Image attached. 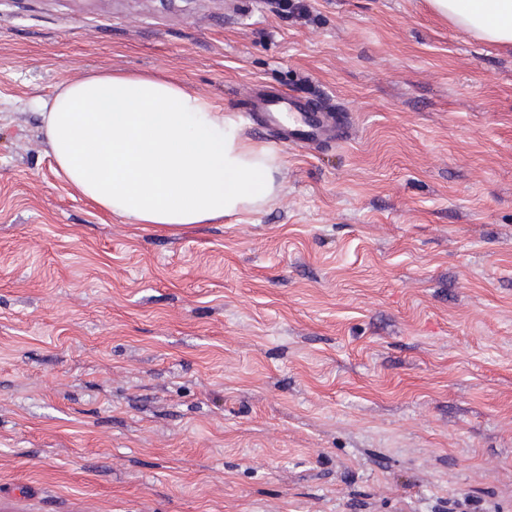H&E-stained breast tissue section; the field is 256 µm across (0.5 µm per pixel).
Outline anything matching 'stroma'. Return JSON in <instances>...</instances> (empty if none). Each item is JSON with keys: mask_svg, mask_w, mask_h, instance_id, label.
<instances>
[{"mask_svg": "<svg viewBox=\"0 0 512 512\" xmlns=\"http://www.w3.org/2000/svg\"><path fill=\"white\" fill-rule=\"evenodd\" d=\"M151 74L339 112L172 234L36 99ZM0 512H512V49L427 0H0Z\"/></svg>", "mask_w": 512, "mask_h": 512, "instance_id": "35a3bbf8", "label": "stroma"}]
</instances>
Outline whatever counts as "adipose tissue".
<instances>
[{
	"label": "adipose tissue",
	"instance_id": "adipose-tissue-1",
	"mask_svg": "<svg viewBox=\"0 0 512 512\" xmlns=\"http://www.w3.org/2000/svg\"><path fill=\"white\" fill-rule=\"evenodd\" d=\"M473 38L512 47V0H429ZM59 173L102 211L177 230L248 214L278 161L222 106L147 75L99 73L36 103Z\"/></svg>",
	"mask_w": 512,
	"mask_h": 512
}]
</instances>
